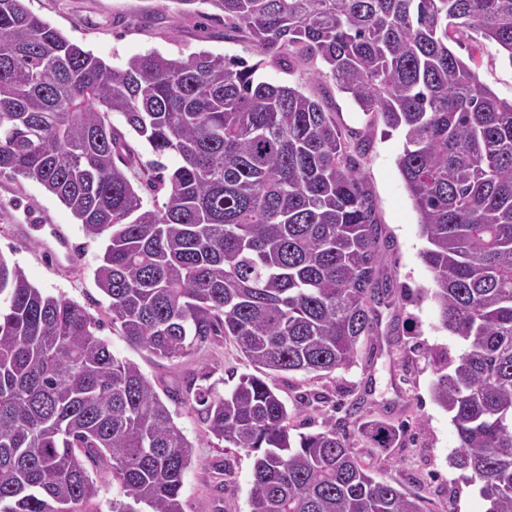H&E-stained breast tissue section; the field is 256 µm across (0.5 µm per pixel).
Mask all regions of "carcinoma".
Here are the masks:
<instances>
[{
    "mask_svg": "<svg viewBox=\"0 0 512 512\" xmlns=\"http://www.w3.org/2000/svg\"><path fill=\"white\" fill-rule=\"evenodd\" d=\"M176 2L260 56L311 64L369 123L402 133L430 296L462 343L455 358L423 349L457 434L451 467L488 512H512V99L450 47L474 31L512 63V0ZM261 64L149 51L113 65L26 0H0V176L36 180L104 239L95 278L131 345L175 361L222 336L255 369L224 394L192 380L164 399L112 353L102 321L0 257V512H99L100 466L125 497L110 512H183L194 445L172 400L254 457L251 512H421L336 423L292 434L269 384L355 364L390 285L354 157L366 144L298 88L261 80ZM116 113L154 160L139 163ZM365 434L384 448L396 429Z\"/></svg>",
    "mask_w": 512,
    "mask_h": 512,
    "instance_id": "obj_1",
    "label": "carcinoma"
}]
</instances>
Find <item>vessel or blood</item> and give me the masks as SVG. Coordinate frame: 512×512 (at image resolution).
<instances>
[{
  "label": "vessel or blood",
  "instance_id": "1",
  "mask_svg": "<svg viewBox=\"0 0 512 512\" xmlns=\"http://www.w3.org/2000/svg\"><path fill=\"white\" fill-rule=\"evenodd\" d=\"M8 208L19 212L14 232L19 240L38 243L53 263L70 264L76 261L77 252L61 225L32 202L18 197L9 198Z\"/></svg>",
  "mask_w": 512,
  "mask_h": 512
}]
</instances>
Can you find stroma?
<instances>
[{"label": "stroma", "instance_id": "stroma-1", "mask_svg": "<svg viewBox=\"0 0 512 512\" xmlns=\"http://www.w3.org/2000/svg\"><path fill=\"white\" fill-rule=\"evenodd\" d=\"M27 5L68 39L114 65L151 50L170 58L205 50L261 61L262 80L299 87L333 112L340 126L364 129L367 149L358 162L382 229L379 277L390 282L392 292L377 305L376 334L362 343L355 364L318 377L281 373L271 385L293 412L295 432L321 431L327 418H335L378 476L416 495L423 512H487L489 504L478 485L466 483L449 464L456 433L432 399L434 374L421 354L424 348L442 347L454 356L461 343L440 329L431 299L414 298L431 287L432 276L420 257L426 242L418 213L397 166L401 133L379 122L368 124L346 93L332 80L313 76L308 65L259 60L249 43L223 38L217 27H201L198 18H179L176 0H27ZM453 51L464 59L476 54L480 82L499 97L512 98V63L495 44L475 33ZM13 188L64 225L83 259L74 266L53 267L39 246L16 241L10 219L1 213L0 256L20 266L35 287L69 298L105 322L108 299L95 279L101 240L86 236L70 210L36 180L19 179ZM101 334L118 358L137 364L160 392L184 391L189 380L200 377L224 392L251 370L239 349L221 337L168 361L131 346L119 328L106 322ZM176 411V423L194 444L181 493L184 512H250L252 456L225 449L223 442L209 437L188 406L177 405ZM370 421L397 428L390 447H372L364 437L362 427Z\"/></svg>", "mask_w": 512, "mask_h": 512}]
</instances>
